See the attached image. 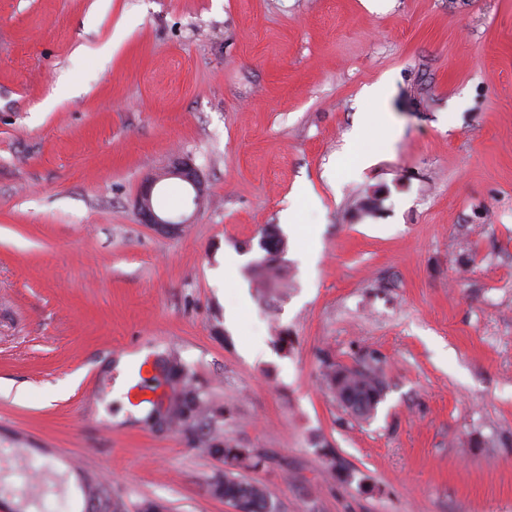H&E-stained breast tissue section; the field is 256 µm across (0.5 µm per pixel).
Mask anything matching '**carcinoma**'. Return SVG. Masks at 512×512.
<instances>
[{
  "label": "carcinoma",
  "mask_w": 512,
  "mask_h": 512,
  "mask_svg": "<svg viewBox=\"0 0 512 512\" xmlns=\"http://www.w3.org/2000/svg\"><path fill=\"white\" fill-rule=\"evenodd\" d=\"M260 248L265 256L256 268L265 278V284L272 287L280 276L278 258L286 248V241L278 225L268 224L261 231ZM324 378L331 393L340 390L348 393L352 402L351 413L362 418L364 410L374 402L382 387L376 366L368 368V376L353 368L342 366L333 359L321 360ZM137 378L132 388L139 390L141 399L129 401L135 409L148 408L144 422L152 428L175 427L195 448H213L222 453L224 475L214 482V492L224 501L234 504L244 501L249 512H272L265 491L258 485L234 476L233 470L255 460L252 450L241 448L231 439L214 435L199 436V419L207 412L214 422L224 420V408L215 407L194 375L193 368L177 355L155 358L154 374L144 376L141 369L133 371Z\"/></svg>",
  "instance_id": "obj_1"
}]
</instances>
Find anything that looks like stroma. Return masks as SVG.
I'll return each instance as SVG.
<instances>
[{
    "instance_id": "1",
    "label": "stroma",
    "mask_w": 512,
    "mask_h": 512,
    "mask_svg": "<svg viewBox=\"0 0 512 512\" xmlns=\"http://www.w3.org/2000/svg\"><path fill=\"white\" fill-rule=\"evenodd\" d=\"M151 175L182 230L139 223ZM161 354L275 512H512V0H0V512H72L26 448L90 512H233L219 454L112 410L110 363ZM325 357L377 359L374 417ZM166 176L178 178L189 184L195 192L194 203H198L205 195V189L199 171L192 163L184 159L173 160L166 171ZM259 246L266 254L255 267L262 273L264 283L270 288L279 279L280 265L277 261L286 248L285 238L277 224H268L262 229Z\"/></svg>"
}]
</instances>
